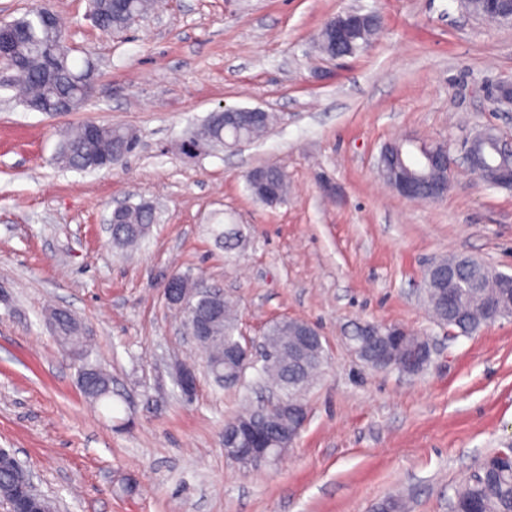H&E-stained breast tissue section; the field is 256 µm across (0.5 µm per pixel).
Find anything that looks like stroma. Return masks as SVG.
Returning a JSON list of instances; mask_svg holds the SVG:
<instances>
[{"instance_id": "1", "label": "stroma", "mask_w": 512, "mask_h": 512, "mask_svg": "<svg viewBox=\"0 0 512 512\" xmlns=\"http://www.w3.org/2000/svg\"><path fill=\"white\" fill-rule=\"evenodd\" d=\"M69 46L93 61L94 90L48 115L4 88L0 68V448L13 452L60 512H450L453 488L512 448V319L459 336L423 302L427 265L466 255L512 275V189L465 163L436 201L399 196L377 169L382 147L450 145L492 127L512 142V106L488 86L512 78V26L456 0H163L121 32L86 18L88 0H49ZM380 25L361 50L316 52L346 11ZM276 120L260 140L194 159L176 148L217 107ZM84 122L133 130L136 154L82 172L57 159ZM281 167L286 203L253 198L246 176ZM116 200L159 219L118 252L103 223ZM242 238L224 251L214 222ZM204 278L261 339L273 321L317 326L329 360L306 394L308 421L276 462L244 467L224 426L267 404L255 371L218 387L201 350L177 333L162 295L171 272ZM70 310L89 358L112 378V405L91 403L79 366L47 320ZM426 338L417 374L379 371L352 354L355 324ZM193 365V398L175 381Z\"/></svg>"}]
</instances>
